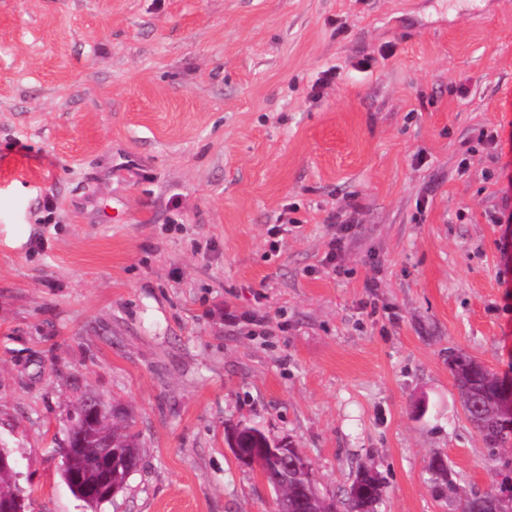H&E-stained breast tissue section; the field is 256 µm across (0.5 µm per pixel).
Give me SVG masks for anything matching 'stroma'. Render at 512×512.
<instances>
[{
	"label": "stroma",
	"mask_w": 512,
	"mask_h": 512,
	"mask_svg": "<svg viewBox=\"0 0 512 512\" xmlns=\"http://www.w3.org/2000/svg\"><path fill=\"white\" fill-rule=\"evenodd\" d=\"M504 210L512 0H0V448L28 512H89L60 456L87 395L142 449L100 512H275L237 423L326 497L372 468L377 512H461L430 460L470 494L512 458L448 368L512 377ZM249 435H252V432L245 430L242 424L235 425L226 432L225 443L229 448H231L236 459H238L245 466L258 467L262 479L267 481L264 470L261 467V464L263 463L262 458L256 454H246L245 451L247 448L241 447ZM287 449L274 447L272 444H269L268 447L262 448V453L272 463H285L287 466L289 464L292 468L305 471L312 468L305 456L290 454Z\"/></svg>",
	"instance_id": "1"
}]
</instances>
